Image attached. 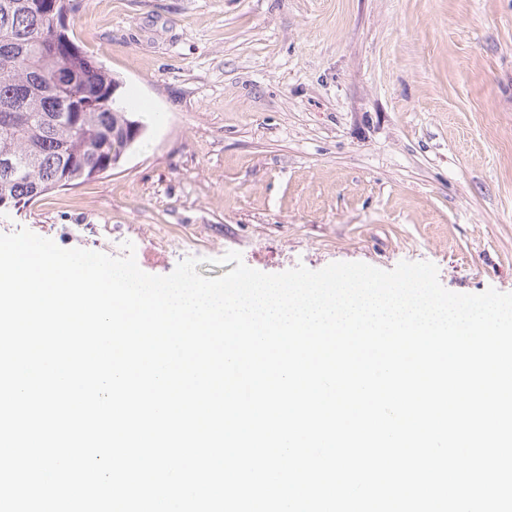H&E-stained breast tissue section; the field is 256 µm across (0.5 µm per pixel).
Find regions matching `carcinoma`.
<instances>
[{
    "label": "carcinoma",
    "instance_id": "obj_1",
    "mask_svg": "<svg viewBox=\"0 0 512 512\" xmlns=\"http://www.w3.org/2000/svg\"><path fill=\"white\" fill-rule=\"evenodd\" d=\"M76 0H0V200L25 207L114 168L140 138L122 81L70 35Z\"/></svg>",
    "mask_w": 512,
    "mask_h": 512
}]
</instances>
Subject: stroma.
Masks as SVG:
<instances>
[{
  "mask_svg": "<svg viewBox=\"0 0 512 512\" xmlns=\"http://www.w3.org/2000/svg\"><path fill=\"white\" fill-rule=\"evenodd\" d=\"M75 41L144 133L112 171L0 212L170 274L429 261L512 293V0H77Z\"/></svg>",
  "mask_w": 512,
  "mask_h": 512,
  "instance_id": "stroma-1",
  "label": "stroma"
}]
</instances>
